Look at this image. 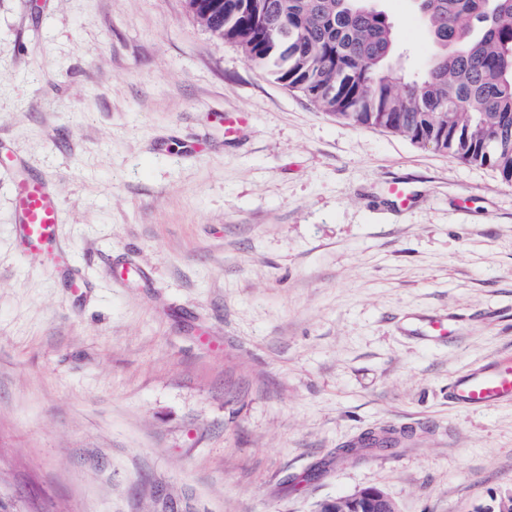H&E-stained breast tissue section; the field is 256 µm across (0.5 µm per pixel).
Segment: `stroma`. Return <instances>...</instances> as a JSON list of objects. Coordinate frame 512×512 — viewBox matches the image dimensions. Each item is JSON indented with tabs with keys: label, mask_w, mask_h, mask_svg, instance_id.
I'll return each instance as SVG.
<instances>
[{
	"label": "stroma",
	"mask_w": 512,
	"mask_h": 512,
	"mask_svg": "<svg viewBox=\"0 0 512 512\" xmlns=\"http://www.w3.org/2000/svg\"><path fill=\"white\" fill-rule=\"evenodd\" d=\"M381 6L422 69L411 0ZM0 143L52 178L90 285L19 252L0 172L5 512H314L371 487L475 512L512 492V405L448 399L512 356L496 172L319 111L188 0H0ZM128 261L150 280L117 279ZM432 318L447 340L423 339ZM372 434L394 450L343 455Z\"/></svg>",
	"instance_id": "obj_1"
}]
</instances>
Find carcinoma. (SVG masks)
Returning a JSON list of instances; mask_svg holds the SVG:
<instances>
[{
    "label": "carcinoma",
    "instance_id": "obj_1",
    "mask_svg": "<svg viewBox=\"0 0 512 512\" xmlns=\"http://www.w3.org/2000/svg\"><path fill=\"white\" fill-rule=\"evenodd\" d=\"M378 0H188L198 21L319 109L494 170L512 188V0H417L408 72Z\"/></svg>",
    "mask_w": 512,
    "mask_h": 512
}]
</instances>
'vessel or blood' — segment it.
Returning a JSON list of instances; mask_svg holds the SVG:
<instances>
[{
  "mask_svg": "<svg viewBox=\"0 0 512 512\" xmlns=\"http://www.w3.org/2000/svg\"><path fill=\"white\" fill-rule=\"evenodd\" d=\"M0 171L11 177L15 233L21 251L40 257L50 270L64 276L72 293H85L87 284L71 269L68 251L58 239L61 203L51 182L29 174L8 154L0 155ZM450 397L459 406L512 404V357L460 375L451 385Z\"/></svg>",
  "mask_w": 512,
  "mask_h": 512,
  "instance_id": "b4317fda",
  "label": "vessel or blood"
}]
</instances>
